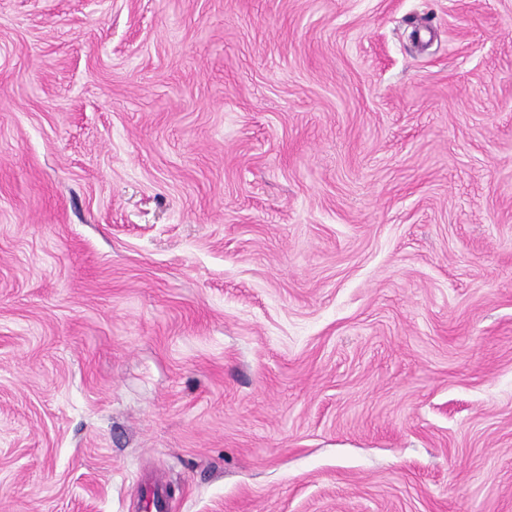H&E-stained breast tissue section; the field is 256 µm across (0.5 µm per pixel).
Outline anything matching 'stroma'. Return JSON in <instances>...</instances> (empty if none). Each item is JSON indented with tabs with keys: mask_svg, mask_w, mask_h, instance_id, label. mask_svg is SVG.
Returning <instances> with one entry per match:
<instances>
[{
	"mask_svg": "<svg viewBox=\"0 0 512 512\" xmlns=\"http://www.w3.org/2000/svg\"><path fill=\"white\" fill-rule=\"evenodd\" d=\"M512 512V0H0V512Z\"/></svg>",
	"mask_w": 512,
	"mask_h": 512,
	"instance_id": "35a3bbf8",
	"label": "stroma"
}]
</instances>
